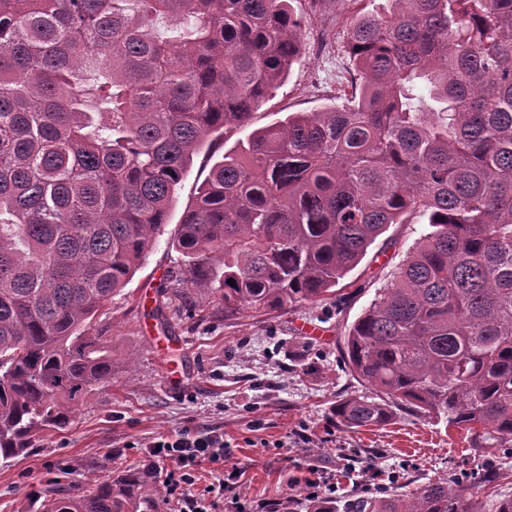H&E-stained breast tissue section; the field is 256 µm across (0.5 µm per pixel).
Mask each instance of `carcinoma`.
Segmentation results:
<instances>
[{
    "instance_id": "obj_1",
    "label": "carcinoma",
    "mask_w": 512,
    "mask_h": 512,
    "mask_svg": "<svg viewBox=\"0 0 512 512\" xmlns=\"http://www.w3.org/2000/svg\"><path fill=\"white\" fill-rule=\"evenodd\" d=\"M357 11L346 102L294 112L224 152L172 246L186 288L224 319L343 295L392 224L422 219L393 277L351 325L346 362L375 396L336 401L347 428L412 409L512 446V0H389ZM174 25L163 31L160 24ZM293 0H0V460L69 427L112 378L97 311L130 281L206 144L246 130L300 57ZM234 280L235 285L228 284ZM448 478L343 512H512ZM146 467L36 512H156ZM338 512L324 499L287 512Z\"/></svg>"
}]
</instances>
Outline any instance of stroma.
Instances as JSON below:
<instances>
[{"instance_id": "obj_1", "label": "stroma", "mask_w": 512, "mask_h": 512, "mask_svg": "<svg viewBox=\"0 0 512 512\" xmlns=\"http://www.w3.org/2000/svg\"><path fill=\"white\" fill-rule=\"evenodd\" d=\"M294 7L304 20V51L287 80L256 109V128L335 103L351 80L347 5L325 0L336 40L324 51L316 43L310 0H294ZM239 137L228 132L195 156L163 234L131 281L93 319L94 330L112 345L111 379L78 403L67 429L44 432L29 454L0 463V512H29L53 483L82 492L90 479L144 466L152 442L186 426L223 434L226 445L223 459L200 466L192 487L198 494L233 472L241 495L283 499L291 486H303L314 464L322 467L340 505L389 497L442 476L467 498L474 476L512 466V450H472L463 430L408 409L382 428L346 429L331 416L336 400L368 392L344 360V336L404 259L418 225H390L346 276L342 305L301 304L228 321L218 295L194 288L186 305L201 307L202 315L187 310L163 322L153 318L158 290L181 274L171 240L183 213L213 163ZM170 374L183 375L180 389L166 386Z\"/></svg>"}]
</instances>
